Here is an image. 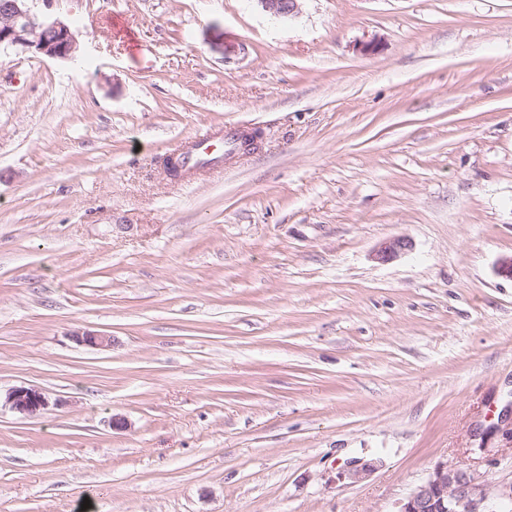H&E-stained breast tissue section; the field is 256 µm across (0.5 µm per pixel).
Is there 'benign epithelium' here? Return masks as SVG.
Segmentation results:
<instances>
[{
  "label": "benign epithelium",
  "mask_w": 512,
  "mask_h": 512,
  "mask_svg": "<svg viewBox=\"0 0 512 512\" xmlns=\"http://www.w3.org/2000/svg\"><path fill=\"white\" fill-rule=\"evenodd\" d=\"M35 0H5L0 6V47L32 51L51 59L73 61L79 46L68 24L34 9ZM273 17L294 15L301 0H259ZM408 246L403 238L382 244L377 256L382 261L399 255ZM80 346L104 350L112 347V337L85 331L73 335ZM11 408L33 418L49 405L45 393L26 387L12 390ZM512 502V480L489 482L455 464H438L427 478L400 501L396 512H494Z\"/></svg>",
  "instance_id": "obj_1"
}]
</instances>
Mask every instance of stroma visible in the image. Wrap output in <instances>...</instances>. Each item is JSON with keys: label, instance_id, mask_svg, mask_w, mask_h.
Instances as JSON below:
<instances>
[{"label": "stroma", "instance_id": "obj_1", "mask_svg": "<svg viewBox=\"0 0 512 512\" xmlns=\"http://www.w3.org/2000/svg\"><path fill=\"white\" fill-rule=\"evenodd\" d=\"M36 8L80 49L0 50V512H395L442 462L512 479V0ZM207 127L259 138L169 179ZM11 408L26 417H37L49 405L45 393L26 387L12 390L8 396Z\"/></svg>", "mask_w": 512, "mask_h": 512}]
</instances>
